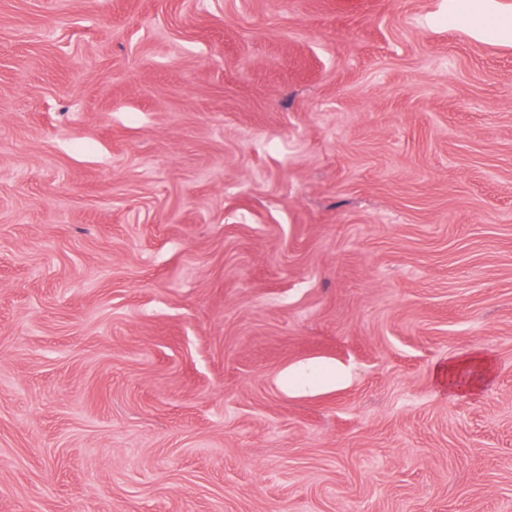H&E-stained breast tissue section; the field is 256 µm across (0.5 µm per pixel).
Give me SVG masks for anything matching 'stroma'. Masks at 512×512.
I'll return each instance as SVG.
<instances>
[{"instance_id":"35a3bbf8","label":"stroma","mask_w":512,"mask_h":512,"mask_svg":"<svg viewBox=\"0 0 512 512\" xmlns=\"http://www.w3.org/2000/svg\"><path fill=\"white\" fill-rule=\"evenodd\" d=\"M465 9L512 18L0 0V512H512V41ZM465 363L482 365L484 380L486 381L490 378L491 369L489 368L488 364L478 356L471 357L466 361H449L448 367L442 369L440 372V381L445 387H448V392L454 393L461 390H470L473 388V385L464 384L459 379V371Z\"/></svg>"}]
</instances>
